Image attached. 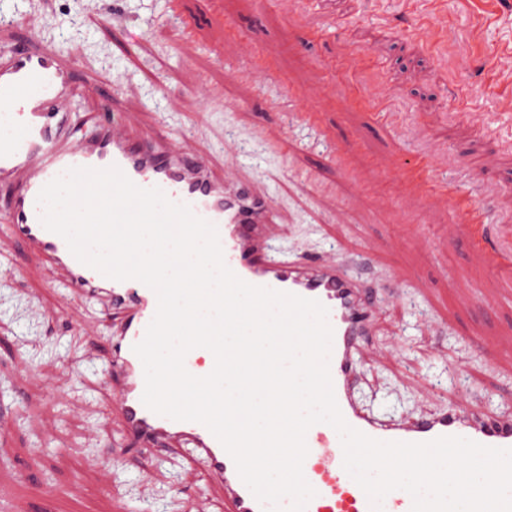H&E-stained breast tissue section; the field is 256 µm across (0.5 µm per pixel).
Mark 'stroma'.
<instances>
[{
  "mask_svg": "<svg viewBox=\"0 0 512 512\" xmlns=\"http://www.w3.org/2000/svg\"><path fill=\"white\" fill-rule=\"evenodd\" d=\"M178 2L173 20L169 0H0L11 18L0 45L49 47L75 67L85 135L90 117L126 113L215 173L270 192L287 258L322 257L361 280L374 314L356 355L365 408L395 419L451 407L512 416V288L465 239L448 242L447 208L404 193L398 174L428 146L435 188L465 195L489 177L499 206H512V154L496 152L512 116L495 106L508 91L496 73L508 63L498 50L512 43V9L442 0L461 45L445 66L411 38L398 0H307L325 19L315 32L279 0ZM19 17L36 19L35 31ZM186 26L197 40L183 39ZM255 53L272 63L259 102L237 77ZM204 76L236 108L211 103ZM378 84L392 90L381 109L368 95ZM384 110L402 114L406 132ZM9 195L0 187V455L10 460L0 493L33 512H226L190 449L150 452L125 439L102 354L111 318L16 246ZM43 483L57 491L48 506Z\"/></svg>",
  "mask_w": 512,
  "mask_h": 512,
  "instance_id": "stroma-1",
  "label": "stroma"
}]
</instances>
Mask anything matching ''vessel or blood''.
<instances>
[{
  "label": "vessel or blood",
  "instance_id": "1",
  "mask_svg": "<svg viewBox=\"0 0 512 512\" xmlns=\"http://www.w3.org/2000/svg\"><path fill=\"white\" fill-rule=\"evenodd\" d=\"M74 93L72 69L53 49L0 47V185L12 190L11 227L24 252L56 266L64 282L104 302L117 315L118 333L109 337L105 354L115 385V411L135 444L151 448L163 442L170 448H194L203 469L222 488L230 512H268L205 425L174 420L144 405V368L133 347L143 340L156 314V293L138 280H116L81 263L66 241L42 224L40 191L72 168L115 167L139 188H159L169 201L186 205L216 228L224 262L238 278L321 303L333 330L329 358L333 390L350 427L381 442L423 443L454 436L486 447L512 449V418L476 416L458 408L412 421L365 412L353 392L354 356L370 322L360 284L327 260L281 259L268 232L270 197L254 194L243 183H228L204 157L183 154L164 138L143 137L122 115L100 121L95 136L85 137L72 125L65 108ZM405 183L415 190H428L431 200L450 203L454 222L448 227L449 241L467 235L472 250L486 265L512 264V252L485 233L489 215L483 203L494 199L498 191L493 181L478 183L473 202L429 189L426 168L417 163L409 165ZM214 365L213 353L203 347L185 357L187 371L196 377L208 375ZM305 441L308 455L303 473L316 491L305 512H411L412 497L402 489L389 492L380 507H373L345 471L340 437L333 427L315 424Z\"/></svg>",
  "mask_w": 512,
  "mask_h": 512
}]
</instances>
